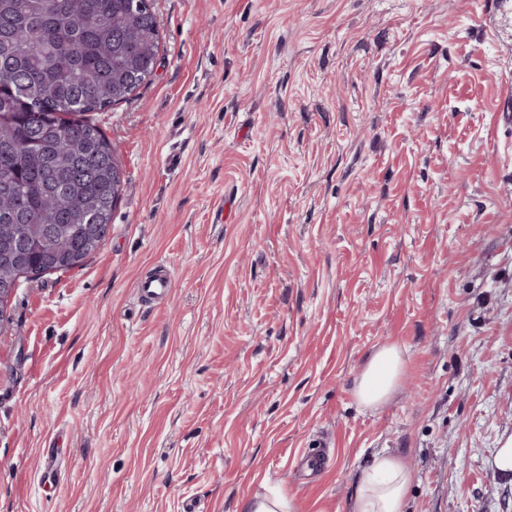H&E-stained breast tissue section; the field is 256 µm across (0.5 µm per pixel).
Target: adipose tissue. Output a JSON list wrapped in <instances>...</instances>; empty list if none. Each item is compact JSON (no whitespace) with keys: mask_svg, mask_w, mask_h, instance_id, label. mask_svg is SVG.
Segmentation results:
<instances>
[{"mask_svg":"<svg viewBox=\"0 0 512 512\" xmlns=\"http://www.w3.org/2000/svg\"><path fill=\"white\" fill-rule=\"evenodd\" d=\"M404 368L403 352L398 345L380 346L355 383L357 401L374 408L388 400L396 391ZM408 480L403 458L389 453L377 455L362 476L353 512H403Z\"/></svg>","mask_w":512,"mask_h":512,"instance_id":"obj_1","label":"adipose tissue"}]
</instances>
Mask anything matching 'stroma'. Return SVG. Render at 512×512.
Instances as JSON below:
<instances>
[{
	"instance_id": "1",
	"label": "stroma",
	"mask_w": 512,
	"mask_h": 512,
	"mask_svg": "<svg viewBox=\"0 0 512 512\" xmlns=\"http://www.w3.org/2000/svg\"><path fill=\"white\" fill-rule=\"evenodd\" d=\"M153 8L112 229L0 329V512H352L383 451L404 512H512V0ZM173 282L171 275L166 270L152 277L141 279L137 284V290L142 298L151 301L165 300L171 293ZM404 368L403 352L397 344L380 346L356 380L357 401L365 407L376 408L388 400L396 391Z\"/></svg>"
}]
</instances>
